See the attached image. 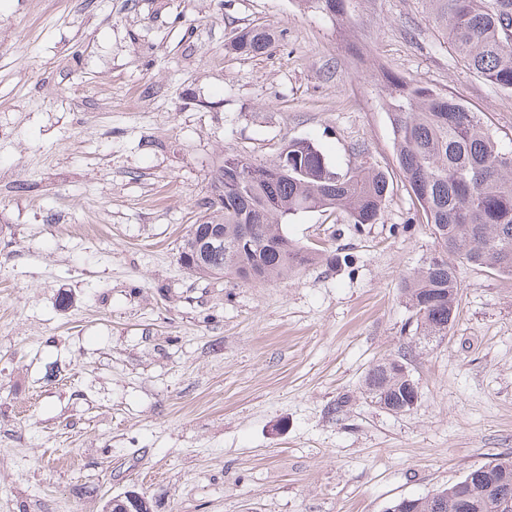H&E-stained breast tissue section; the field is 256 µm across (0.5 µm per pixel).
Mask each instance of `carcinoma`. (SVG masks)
I'll list each match as a JSON object with an SVG mask.
<instances>
[{
	"instance_id": "carcinoma-1",
	"label": "carcinoma",
	"mask_w": 512,
	"mask_h": 512,
	"mask_svg": "<svg viewBox=\"0 0 512 512\" xmlns=\"http://www.w3.org/2000/svg\"><path fill=\"white\" fill-rule=\"evenodd\" d=\"M301 2L340 14L349 0ZM421 2L469 72L512 91V0ZM270 43L269 31L243 29L232 49L259 55ZM385 88L400 170L444 254L403 277L401 290L420 334L445 336L450 313L458 311L456 263L512 278V148H503L478 113L446 92L398 75L386 76ZM282 152L288 157L284 173L278 159H221L212 193L224 252L186 270L254 285L286 279L320 253L289 238L282 218L331 210L356 227L377 222L389 194L385 173L371 166L340 172L307 139L289 140ZM413 383L412 375L386 371L379 361L365 375L364 392L370 402L406 413ZM486 466L490 470L477 480L472 468L455 484L411 499V508L401 510L398 500L387 512H512V457Z\"/></svg>"
}]
</instances>
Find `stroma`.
<instances>
[{
	"mask_svg": "<svg viewBox=\"0 0 512 512\" xmlns=\"http://www.w3.org/2000/svg\"><path fill=\"white\" fill-rule=\"evenodd\" d=\"M272 30L260 55L241 29ZM452 93L512 147V93L468 72L420 0H0V512H385L512 456V279L458 265L422 340L401 291L434 238L383 72ZM310 140L385 172L379 220L287 217L325 258L260 286L178 262L221 158ZM349 254L334 266L328 255ZM407 357L392 414L368 369ZM408 374L400 372L385 371L382 362L374 364L364 378V392L371 403H375L385 409H402L401 413L411 411L421 396L419 386L413 379L407 368ZM410 383L418 389L419 397L414 406L408 404L406 395L412 393ZM400 413V414H401Z\"/></svg>",
	"mask_w": 512,
	"mask_h": 512,
	"instance_id": "obj_1",
	"label": "stroma"
}]
</instances>
